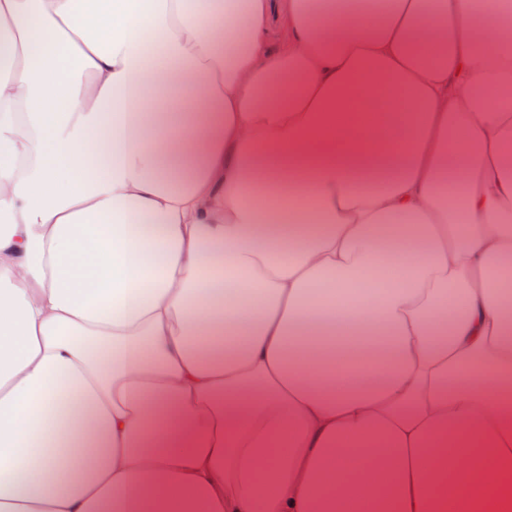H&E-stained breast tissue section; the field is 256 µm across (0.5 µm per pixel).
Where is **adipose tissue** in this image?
Listing matches in <instances>:
<instances>
[{"instance_id":"adipose-tissue-1","label":"adipose tissue","mask_w":512,"mask_h":512,"mask_svg":"<svg viewBox=\"0 0 512 512\" xmlns=\"http://www.w3.org/2000/svg\"><path fill=\"white\" fill-rule=\"evenodd\" d=\"M509 56L488 0H0V512H512Z\"/></svg>"}]
</instances>
